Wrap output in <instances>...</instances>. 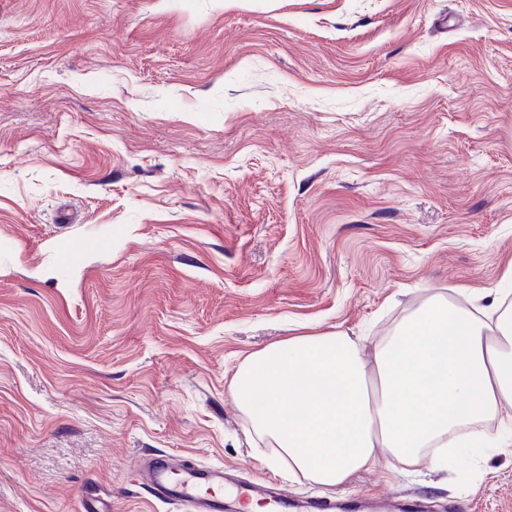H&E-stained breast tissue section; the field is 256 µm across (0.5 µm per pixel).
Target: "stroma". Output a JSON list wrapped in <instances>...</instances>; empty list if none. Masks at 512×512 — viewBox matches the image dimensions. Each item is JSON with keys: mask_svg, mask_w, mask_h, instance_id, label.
Masks as SVG:
<instances>
[{"mask_svg": "<svg viewBox=\"0 0 512 512\" xmlns=\"http://www.w3.org/2000/svg\"><path fill=\"white\" fill-rule=\"evenodd\" d=\"M511 268L512 0H0V512H179L132 477L159 452L512 512V447L331 491L231 396L252 353L368 355Z\"/></svg>", "mask_w": 512, "mask_h": 512, "instance_id": "1", "label": "stroma"}]
</instances>
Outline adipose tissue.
Listing matches in <instances>:
<instances>
[{"label": "adipose tissue", "mask_w": 512, "mask_h": 512, "mask_svg": "<svg viewBox=\"0 0 512 512\" xmlns=\"http://www.w3.org/2000/svg\"><path fill=\"white\" fill-rule=\"evenodd\" d=\"M232 395L273 465L335 488L388 449L404 465L431 449L512 446L484 422L512 408V304L434 296L364 358L347 333L295 336L246 357Z\"/></svg>", "instance_id": "ef3b65f1"}]
</instances>
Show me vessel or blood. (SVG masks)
<instances>
[{"label":"vessel or blood","instance_id":"obj_1","mask_svg":"<svg viewBox=\"0 0 512 512\" xmlns=\"http://www.w3.org/2000/svg\"><path fill=\"white\" fill-rule=\"evenodd\" d=\"M136 480L151 489L158 499L182 505L186 512H227L225 495L255 497L266 494V485L225 487L220 469L181 466L168 456L142 459Z\"/></svg>","mask_w":512,"mask_h":512}]
</instances>
